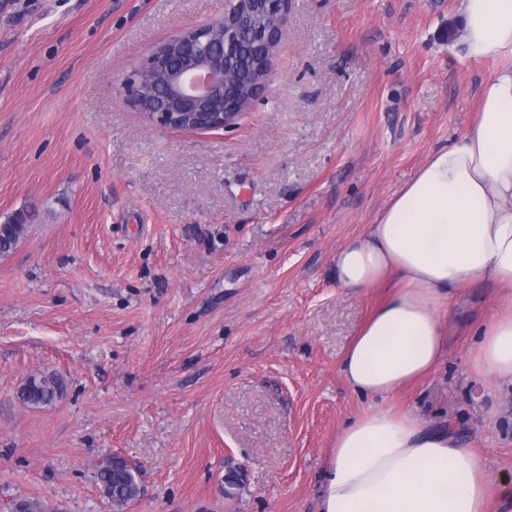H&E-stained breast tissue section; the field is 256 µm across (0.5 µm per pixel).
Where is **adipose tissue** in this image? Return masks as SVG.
Masks as SVG:
<instances>
[{
  "label": "adipose tissue",
  "instance_id": "ef3b65f1",
  "mask_svg": "<svg viewBox=\"0 0 512 512\" xmlns=\"http://www.w3.org/2000/svg\"><path fill=\"white\" fill-rule=\"evenodd\" d=\"M470 58L512 56V0H461ZM476 122L435 150L364 233L336 252V280L385 300L359 328L340 372L371 406L332 447L320 512H487L485 461L453 425L390 399L434 372L448 352V305L481 282L512 298V65L483 82ZM473 367L512 377V306L484 326Z\"/></svg>",
  "mask_w": 512,
  "mask_h": 512
}]
</instances>
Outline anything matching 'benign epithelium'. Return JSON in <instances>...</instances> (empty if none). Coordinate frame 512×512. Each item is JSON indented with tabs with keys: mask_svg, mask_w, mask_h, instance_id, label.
Masks as SVG:
<instances>
[{
	"mask_svg": "<svg viewBox=\"0 0 512 512\" xmlns=\"http://www.w3.org/2000/svg\"><path fill=\"white\" fill-rule=\"evenodd\" d=\"M290 0H224V13L161 44L127 77L125 99L160 126L229 128L263 97Z\"/></svg>",
	"mask_w": 512,
	"mask_h": 512,
	"instance_id": "obj_1",
	"label": "benign epithelium"
}]
</instances>
